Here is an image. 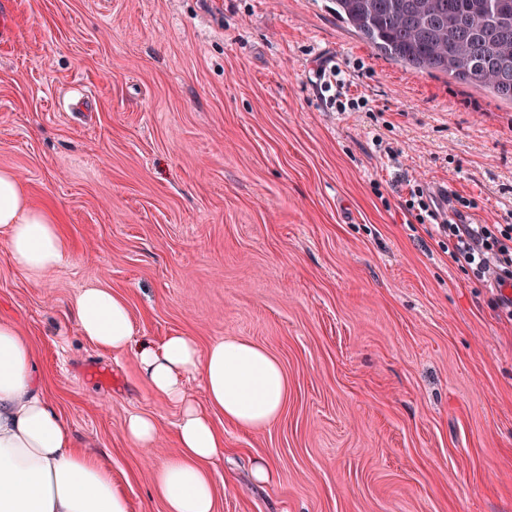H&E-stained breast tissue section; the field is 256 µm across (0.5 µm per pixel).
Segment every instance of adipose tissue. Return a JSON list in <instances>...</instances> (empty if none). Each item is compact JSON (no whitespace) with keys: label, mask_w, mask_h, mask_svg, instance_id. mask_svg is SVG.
Returning <instances> with one entry per match:
<instances>
[{"label":"adipose tissue","mask_w":512,"mask_h":512,"mask_svg":"<svg viewBox=\"0 0 512 512\" xmlns=\"http://www.w3.org/2000/svg\"><path fill=\"white\" fill-rule=\"evenodd\" d=\"M0 231L13 265L40 281L67 254L57 215L35 205L21 177L0 169ZM72 308L81 333L98 348L129 354L152 393L173 405L177 453L155 475L166 512H215L211 463L224 451L212 414L243 430L274 424L288 398L280 361L238 338L200 347L186 333L162 342L135 337L127 302L91 285ZM203 383L205 400L188 392ZM0 512H129L112 470L79 448L34 374L29 340L19 323L0 319Z\"/></svg>","instance_id":"adipose-tissue-1"}]
</instances>
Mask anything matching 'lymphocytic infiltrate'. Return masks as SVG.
Wrapping results in <instances>:
<instances>
[{"label": "lymphocytic infiltrate", "mask_w": 512, "mask_h": 512, "mask_svg": "<svg viewBox=\"0 0 512 512\" xmlns=\"http://www.w3.org/2000/svg\"><path fill=\"white\" fill-rule=\"evenodd\" d=\"M405 206L431 224L457 267L488 288L496 317L512 324V224L473 222L474 201L455 193L435 196L418 184L410 186Z\"/></svg>", "instance_id": "1"}]
</instances>
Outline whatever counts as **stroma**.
<instances>
[{
    "mask_svg": "<svg viewBox=\"0 0 512 512\" xmlns=\"http://www.w3.org/2000/svg\"><path fill=\"white\" fill-rule=\"evenodd\" d=\"M4 2L0 169L56 210L68 257L32 281L0 231V317L129 512H165L177 412L81 334L91 284L136 339L242 338L287 371L269 428L215 416L216 512H512V325L402 206L416 182L512 224V106L375 54L328 0ZM324 65L369 111L327 105ZM132 411L159 421L150 452ZM123 431L129 443L141 450L154 448L159 437L156 417L153 414L141 411L127 414Z\"/></svg>",
    "mask_w": 512,
    "mask_h": 512,
    "instance_id": "obj_1",
    "label": "stroma"
}]
</instances>
